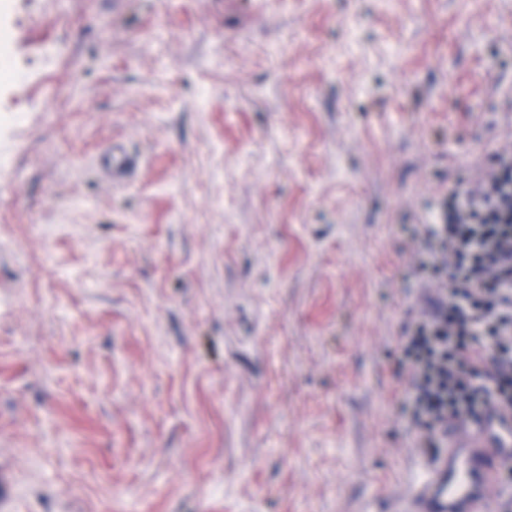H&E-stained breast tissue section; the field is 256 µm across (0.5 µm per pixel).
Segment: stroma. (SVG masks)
<instances>
[{"mask_svg": "<svg viewBox=\"0 0 512 512\" xmlns=\"http://www.w3.org/2000/svg\"><path fill=\"white\" fill-rule=\"evenodd\" d=\"M5 55L0 512H387L412 226L512 135V0H0ZM102 167L104 174L116 183L131 178L137 170V162L124 151L112 147L105 156Z\"/></svg>", "mask_w": 512, "mask_h": 512, "instance_id": "stroma-1", "label": "stroma"}]
</instances>
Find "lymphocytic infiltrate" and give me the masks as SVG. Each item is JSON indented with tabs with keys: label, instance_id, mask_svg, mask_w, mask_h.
Returning <instances> with one entry per match:
<instances>
[{
	"label": "lymphocytic infiltrate",
	"instance_id": "1",
	"mask_svg": "<svg viewBox=\"0 0 512 512\" xmlns=\"http://www.w3.org/2000/svg\"><path fill=\"white\" fill-rule=\"evenodd\" d=\"M414 238L428 295L402 328L397 367L415 446L430 453L446 447L449 419L492 404L512 411V145L474 181L450 186Z\"/></svg>",
	"mask_w": 512,
	"mask_h": 512
}]
</instances>
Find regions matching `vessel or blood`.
<instances>
[{
  "instance_id": "1",
  "label": "vessel or blood",
  "mask_w": 512,
  "mask_h": 512,
  "mask_svg": "<svg viewBox=\"0 0 512 512\" xmlns=\"http://www.w3.org/2000/svg\"><path fill=\"white\" fill-rule=\"evenodd\" d=\"M137 162L111 149L103 160L115 182L131 178ZM512 465V412L490 407L478 422L448 423V446L428 463L421 481L401 492L391 512H498L499 473Z\"/></svg>"
}]
</instances>
